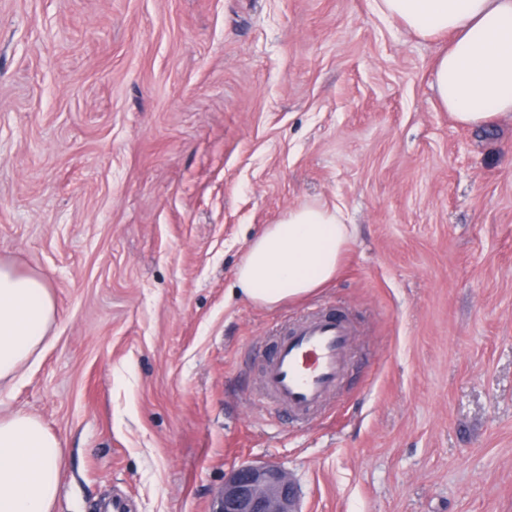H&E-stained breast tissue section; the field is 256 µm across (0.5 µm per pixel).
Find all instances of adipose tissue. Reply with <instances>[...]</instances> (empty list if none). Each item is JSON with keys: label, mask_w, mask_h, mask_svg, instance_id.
Instances as JSON below:
<instances>
[{"label": "adipose tissue", "mask_w": 512, "mask_h": 512, "mask_svg": "<svg viewBox=\"0 0 512 512\" xmlns=\"http://www.w3.org/2000/svg\"><path fill=\"white\" fill-rule=\"evenodd\" d=\"M378 13L422 38L451 35L433 87L462 125L512 113V0H375ZM353 233L341 208L293 207L247 247L236 269L240 294L263 306L308 297L331 282ZM55 317L47 282L0 263V382L38 358ZM62 447L36 416H0V512H53Z\"/></svg>", "instance_id": "obj_1"}]
</instances>
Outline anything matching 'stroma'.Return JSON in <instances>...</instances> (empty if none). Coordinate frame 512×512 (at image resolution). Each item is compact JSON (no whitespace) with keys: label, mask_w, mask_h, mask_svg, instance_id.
<instances>
[{"label":"stroma","mask_w":512,"mask_h":512,"mask_svg":"<svg viewBox=\"0 0 512 512\" xmlns=\"http://www.w3.org/2000/svg\"><path fill=\"white\" fill-rule=\"evenodd\" d=\"M448 36L374 0H0V262L56 303L0 414L62 443L55 512H210L246 464L299 512H512V114L457 124ZM355 227L336 278L236 291L289 208ZM359 334L326 411L270 417L281 327Z\"/></svg>","instance_id":"stroma-1"}]
</instances>
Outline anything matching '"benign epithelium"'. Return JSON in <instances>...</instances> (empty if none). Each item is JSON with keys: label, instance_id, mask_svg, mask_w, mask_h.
<instances>
[{"label": "benign epithelium", "instance_id": "obj_1", "mask_svg": "<svg viewBox=\"0 0 512 512\" xmlns=\"http://www.w3.org/2000/svg\"><path fill=\"white\" fill-rule=\"evenodd\" d=\"M212 512H298L288 475L274 465H245L224 480Z\"/></svg>", "mask_w": 512, "mask_h": 512}]
</instances>
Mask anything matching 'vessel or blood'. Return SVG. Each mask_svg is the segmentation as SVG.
Listing matches in <instances>:
<instances>
[{"mask_svg":"<svg viewBox=\"0 0 512 512\" xmlns=\"http://www.w3.org/2000/svg\"><path fill=\"white\" fill-rule=\"evenodd\" d=\"M355 329L337 312L309 311L295 320L272 349L262 378L269 403L302 418L335 390Z\"/></svg>","mask_w":512,"mask_h":512,"instance_id":"vessel-or-blood-1","label":"vessel or blood"}]
</instances>
